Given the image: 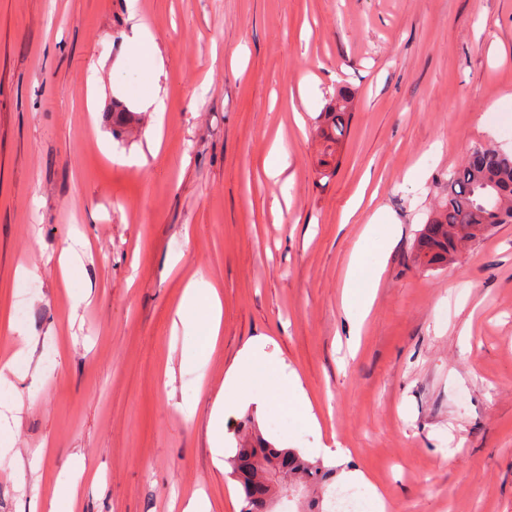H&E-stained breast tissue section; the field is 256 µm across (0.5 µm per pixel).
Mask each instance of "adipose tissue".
Listing matches in <instances>:
<instances>
[{"label":"adipose tissue","instance_id":"1","mask_svg":"<svg viewBox=\"0 0 512 512\" xmlns=\"http://www.w3.org/2000/svg\"><path fill=\"white\" fill-rule=\"evenodd\" d=\"M384 268L368 265L364 260L362 246H355L349 262L344 288L347 297L345 315L351 325L352 335H359L363 318L367 316L380 285ZM208 309V322L204 327L193 328L190 314L198 306ZM222 304L219 293L212 284L196 279L186 286L182 299L174 312V326L192 330L197 344L205 349L215 346L221 331ZM292 392L297 402H305L306 395L298 379L280 372L278 381L271 388L250 393L241 401L229 400L226 395H217L213 402L212 421L217 441L213 449L214 463L223 466L224 450L220 443L224 439V414L226 410L241 405L254 408L257 414H265L279 394Z\"/></svg>","mask_w":512,"mask_h":512}]
</instances>
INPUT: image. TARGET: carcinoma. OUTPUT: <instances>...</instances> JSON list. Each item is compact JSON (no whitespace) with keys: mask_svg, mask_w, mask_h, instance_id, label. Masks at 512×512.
<instances>
[{"mask_svg":"<svg viewBox=\"0 0 512 512\" xmlns=\"http://www.w3.org/2000/svg\"><path fill=\"white\" fill-rule=\"evenodd\" d=\"M352 112V95L341 88L336 104L324 113L332 139L339 142L347 134ZM501 224H512V155L491 145L471 147L451 173L436 209L424 224L414 250L413 262L432 268L448 262L465 245L492 232ZM231 461L235 480L242 493L256 485L275 498L287 491L288 483H305L311 496L300 512H322L319 493L327 474L308 462L295 448H276L263 437L242 441ZM281 473L269 479L271 467Z\"/></svg>","mask_w":512,"mask_h":512,"instance_id":"1","label":"carcinoma"}]
</instances>
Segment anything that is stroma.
<instances>
[{"label": "stroma", "instance_id": "35a3bbf8", "mask_svg": "<svg viewBox=\"0 0 512 512\" xmlns=\"http://www.w3.org/2000/svg\"><path fill=\"white\" fill-rule=\"evenodd\" d=\"M136 23L163 60L151 76L126 46ZM343 86L350 133L329 147L320 115ZM116 101L139 117L119 136ZM277 138L286 192L263 172ZM478 143L512 154V0H0V359L24 351L0 512H49L64 469L72 512H183L197 494L240 512L212 406L250 391L224 378L260 334L308 402L226 413V453L252 419L312 462L347 449L386 512H512V224L444 266L410 259ZM359 242L384 273L351 353ZM193 278L223 302L206 351L172 329Z\"/></svg>", "mask_w": 512, "mask_h": 512}]
</instances>
